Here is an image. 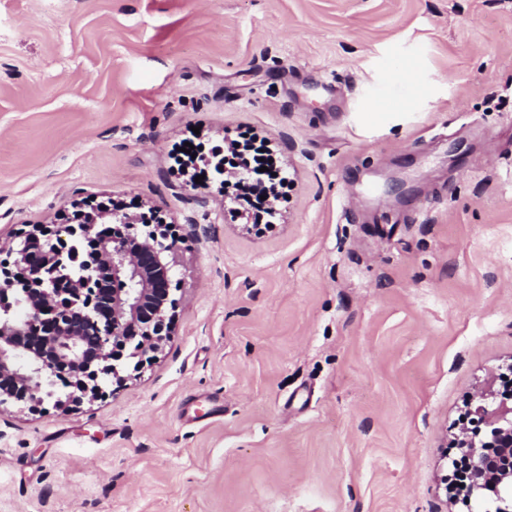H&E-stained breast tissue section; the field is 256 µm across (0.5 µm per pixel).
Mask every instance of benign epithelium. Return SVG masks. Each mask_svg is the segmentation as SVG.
Returning <instances> with one entry per match:
<instances>
[{"mask_svg":"<svg viewBox=\"0 0 512 512\" xmlns=\"http://www.w3.org/2000/svg\"><path fill=\"white\" fill-rule=\"evenodd\" d=\"M162 225L141 230L117 205H82L61 235L23 233L12 264L0 265V406L41 403L59 381L71 402L97 395L119 377L117 362L161 348L176 306L175 242ZM466 421L454 438L472 461L465 503L484 507L486 490L497 502L487 512H512V398L479 391Z\"/></svg>","mask_w":512,"mask_h":512,"instance_id":"7a95c632","label":"benign epithelium"}]
</instances>
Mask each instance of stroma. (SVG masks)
<instances>
[{
	"instance_id": "stroma-1",
	"label": "stroma",
	"mask_w": 512,
	"mask_h": 512,
	"mask_svg": "<svg viewBox=\"0 0 512 512\" xmlns=\"http://www.w3.org/2000/svg\"><path fill=\"white\" fill-rule=\"evenodd\" d=\"M251 131L272 226L174 149ZM174 230L172 334L0 407V512H468L512 363V0H0V261L74 204Z\"/></svg>"
}]
</instances>
